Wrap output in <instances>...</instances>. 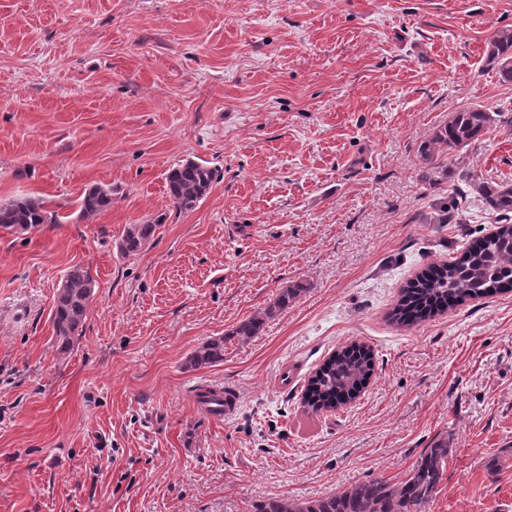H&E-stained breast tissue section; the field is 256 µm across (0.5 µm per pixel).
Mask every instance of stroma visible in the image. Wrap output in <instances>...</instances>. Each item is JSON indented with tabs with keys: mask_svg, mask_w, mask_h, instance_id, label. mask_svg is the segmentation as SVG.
<instances>
[{
	"mask_svg": "<svg viewBox=\"0 0 512 512\" xmlns=\"http://www.w3.org/2000/svg\"><path fill=\"white\" fill-rule=\"evenodd\" d=\"M507 25L512 0H0V204L62 216L0 228V512H251L400 481L443 439L426 512H512V292L390 318L496 223L473 197L462 223L430 217L466 176L512 182V124L434 168L419 147L459 107H512L484 63ZM188 159L220 177L181 211L166 176ZM96 186L112 206L80 218ZM74 265L95 294L62 355ZM220 336L223 362L188 366ZM354 342L374 377L311 412L309 378ZM201 383L236 389V413H203ZM58 213L47 208L45 201L21 198L0 205V226L29 231L41 224L58 223ZM154 230V224H131L122 238L120 250L127 256L137 254L149 241ZM94 288L90 270L81 265L70 267L64 275L50 316L59 353L71 350L81 335Z\"/></svg>",
	"mask_w": 512,
	"mask_h": 512,
	"instance_id": "35a3bbf8",
	"label": "stroma"
}]
</instances>
